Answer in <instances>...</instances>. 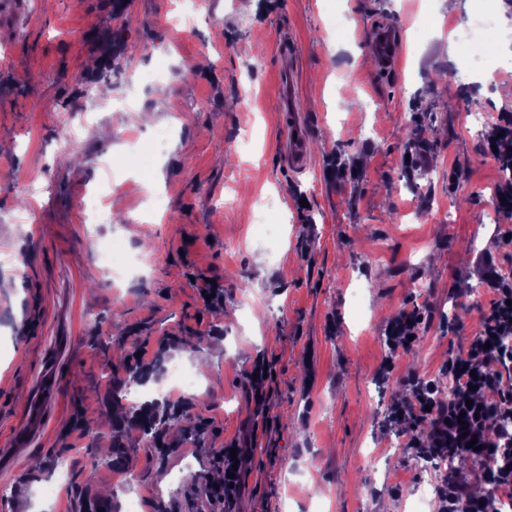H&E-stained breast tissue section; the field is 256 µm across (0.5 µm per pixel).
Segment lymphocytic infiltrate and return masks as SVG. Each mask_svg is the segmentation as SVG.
<instances>
[{"label":"lymphocytic infiltrate","instance_id":"1","mask_svg":"<svg viewBox=\"0 0 512 512\" xmlns=\"http://www.w3.org/2000/svg\"><path fill=\"white\" fill-rule=\"evenodd\" d=\"M486 284L494 298L482 329L470 347L450 357L445 366L452 395L440 399L437 385L410 375L409 401L394 407L390 417L413 418L406 446L416 455L464 452L477 460L493 459L494 467L477 470L475 476L494 492L512 490V345L502 342L512 336V279L493 273ZM489 391L495 392V399H486ZM471 438L476 447L468 446Z\"/></svg>","mask_w":512,"mask_h":512}]
</instances>
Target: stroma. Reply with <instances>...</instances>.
<instances>
[{
	"label": "stroma",
	"instance_id": "obj_1",
	"mask_svg": "<svg viewBox=\"0 0 512 512\" xmlns=\"http://www.w3.org/2000/svg\"><path fill=\"white\" fill-rule=\"evenodd\" d=\"M113 2L37 0L34 34L0 71V140L11 144L0 173L13 175L0 181V252L19 259L0 267L10 281L0 287V512L14 499L79 512L72 487L90 471L92 496L129 476L138 512H195L215 473L204 456L228 439L246 450L236 512H406L415 456L386 450L413 426L386 418L409 397L400 379H441L481 329L486 273L512 269V213L493 206L501 180L488 153L500 113H512V23L482 47L510 65L467 91L443 77L436 0H256L251 11L242 0ZM186 12L187 32L177 23ZM383 20L401 43L392 74L369 52ZM285 59L311 141L296 176L282 156ZM103 84L116 99L136 93L160 122L131 124L103 101L65 148L63 121H80L85 86ZM471 107L485 114L477 131ZM417 133L426 147L408 149ZM110 157L128 186L97 236L144 259L119 288L86 249L78 211ZM42 171L52 186L36 199L35 225L19 227L15 175ZM259 206L277 240L255 226ZM207 280L224 289L219 309L198 296ZM414 280L425 295L411 292ZM412 306L423 313L419 341L381 377L387 328ZM106 341L196 378L190 393L153 385L180 408L179 430L156 447L122 423L119 466L103 454L120 423ZM57 355L46 427L14 448ZM262 359L272 374L258 387L247 374ZM187 466L196 480L170 486Z\"/></svg>",
	"mask_w": 512,
	"mask_h": 512
}]
</instances>
